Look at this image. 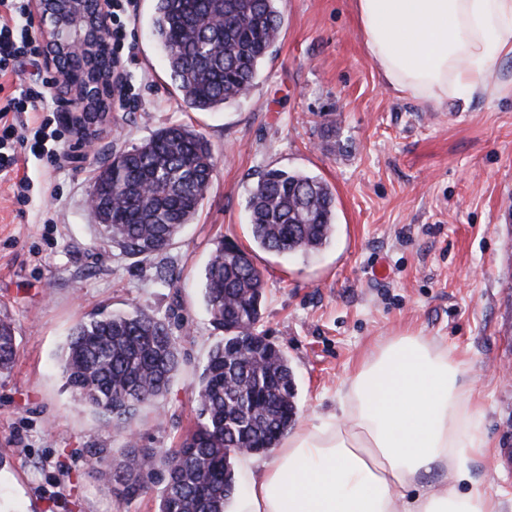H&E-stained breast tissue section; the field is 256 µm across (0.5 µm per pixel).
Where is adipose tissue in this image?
Masks as SVG:
<instances>
[{
	"instance_id": "ef3b65f1",
	"label": "adipose tissue",
	"mask_w": 512,
	"mask_h": 512,
	"mask_svg": "<svg viewBox=\"0 0 512 512\" xmlns=\"http://www.w3.org/2000/svg\"><path fill=\"white\" fill-rule=\"evenodd\" d=\"M368 57L397 92L468 99L512 55V0H354ZM454 351L419 333L377 345L335 413L288 434L237 512H504L473 489L487 442Z\"/></svg>"
}]
</instances>
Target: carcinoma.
Wrapping results in <instances>:
<instances>
[{
	"label": "carcinoma",
	"instance_id": "obj_1",
	"mask_svg": "<svg viewBox=\"0 0 512 512\" xmlns=\"http://www.w3.org/2000/svg\"><path fill=\"white\" fill-rule=\"evenodd\" d=\"M278 0H155L152 34L169 77L190 109L208 111L253 89L259 67L280 39ZM217 166L208 140L185 125L158 129L112 155L92 185L99 246L131 258L162 254L192 223ZM256 243L275 254L326 246L335 229L336 196L316 176L266 171L248 200ZM204 300L218 329L233 330L209 351L196 390L195 429L176 448H141L136 415L164 396L180 367L170 322L140 307L100 312L78 322L63 348L73 397L127 433L123 459L92 452L90 473L125 497L158 490V512H224L236 488L234 459L245 443L277 446L297 414V385L286 355L256 331L262 272L247 252L224 240L204 272ZM255 341L253 361L239 359V340ZM14 327L0 316V371L16 358Z\"/></svg>",
	"mask_w": 512,
	"mask_h": 512
}]
</instances>
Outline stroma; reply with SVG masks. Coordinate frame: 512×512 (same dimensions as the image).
I'll return each instance as SVG.
<instances>
[{
  "instance_id": "stroma-1",
  "label": "stroma",
  "mask_w": 512,
  "mask_h": 512,
  "mask_svg": "<svg viewBox=\"0 0 512 512\" xmlns=\"http://www.w3.org/2000/svg\"><path fill=\"white\" fill-rule=\"evenodd\" d=\"M153 0H122L117 54L130 83L83 155L65 112L50 113L53 158L27 157L26 205L0 179V314L17 356L0 373V512H158L150 492L126 498L86 469L90 451L120 460L125 436L102 426L65 385L71 326L100 311L180 309L184 361L168 393L136 420L143 448H173L196 422L195 387L222 337L203 299L214 244L249 252L266 283L257 332L287 355L296 427L335 412L358 364L387 337L415 331L454 349L490 446L470 459L475 488L512 512V55L488 91L433 105L387 87L369 59L354 0H279L280 41L244 99L188 108L150 32ZM335 121V138L323 125ZM185 124L218 158L192 223L159 259L101 250L89 191L104 154ZM322 178L336 195V231L322 249L279 256L260 248L248 199L266 170ZM167 266L173 286L158 282Z\"/></svg>"
}]
</instances>
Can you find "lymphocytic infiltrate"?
Wrapping results in <instances>:
<instances>
[{
  "mask_svg": "<svg viewBox=\"0 0 512 512\" xmlns=\"http://www.w3.org/2000/svg\"><path fill=\"white\" fill-rule=\"evenodd\" d=\"M42 47L35 31L29 0H0V173L15 174L13 196L24 203L32 181L18 176L24 152L44 153L47 137L41 113L50 111L52 79L10 86L9 77L27 64H37Z\"/></svg>",
  "mask_w": 512,
  "mask_h": 512,
  "instance_id": "lymphocytic-infiltrate-1",
  "label": "lymphocytic infiltrate"
}]
</instances>
